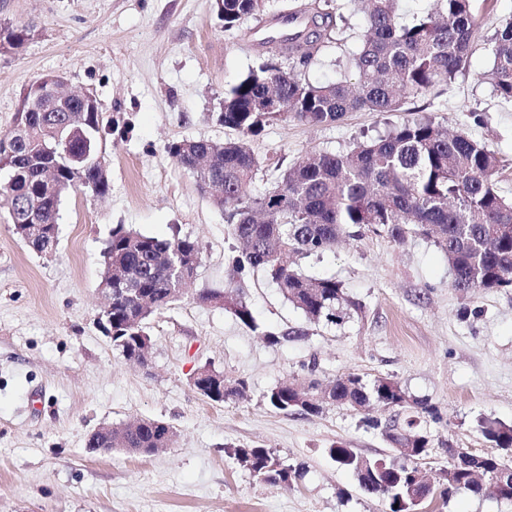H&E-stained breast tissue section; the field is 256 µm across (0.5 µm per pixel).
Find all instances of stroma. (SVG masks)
Instances as JSON below:
<instances>
[{
	"mask_svg": "<svg viewBox=\"0 0 512 512\" xmlns=\"http://www.w3.org/2000/svg\"><path fill=\"white\" fill-rule=\"evenodd\" d=\"M304 2L265 0L228 31L222 0H0V26L28 30L21 50H0V133L14 127L24 90L51 74L65 77L66 91L93 92L112 123L98 140L110 191L65 195L53 254L33 252L0 222V512H385L329 450L343 442L393 459L381 431L388 411H275L265 395L287 380L393 379L433 409L420 427L435 477L447 469L449 449L494 451L480 421L512 425V291L458 293L433 240L411 233L397 243L367 231L301 259L302 272L336 277L361 303L339 329L307 325L261 271L243 278L257 329L199 299L227 283L239 244L168 147L233 137L215 120L225 89L254 65L264 38L288 34L282 17ZM318 3L337 22L334 41L297 73L320 83L353 77L363 16L355 0ZM473 8L478 28L466 71L429 109L497 153L498 188L512 199V102L485 78L488 41L512 17V0H474ZM402 118L353 112L332 125L271 122L251 143L261 162L254 188L264 191L304 154L349 150ZM119 224L187 236L203 251L189 292L143 325L145 368L127 362L98 323L102 251ZM302 325L309 334L300 340L263 336ZM204 367L245 381L246 397L202 396L192 380ZM137 419L171 426L174 444L151 455L89 447L99 427ZM236 446L266 448L303 476L270 484L240 466Z\"/></svg>",
	"mask_w": 512,
	"mask_h": 512,
	"instance_id": "35a3bbf8",
	"label": "stroma"
}]
</instances>
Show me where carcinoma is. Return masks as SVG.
Here are the masks:
<instances>
[{
    "label": "carcinoma",
    "instance_id": "carcinoma-1",
    "mask_svg": "<svg viewBox=\"0 0 512 512\" xmlns=\"http://www.w3.org/2000/svg\"><path fill=\"white\" fill-rule=\"evenodd\" d=\"M400 0H358L364 17L360 46L353 54L354 80L340 78L313 83L297 78L283 67L309 66L330 43L327 34L295 30L261 42L257 61L224 92V111L216 121L237 133L224 142L182 140L169 145L171 157L196 175L199 188L224 212L229 233L242 244L233 258V270H261L277 285L283 298L299 310L308 323L340 327L361 304L333 276L310 277L288 261L330 250L341 237H357L364 229L384 231L394 241L414 233L433 240L448 259L452 288L466 296L512 288V202L500 195L497 177L501 160L486 145L463 132L448 133L432 113L417 106L437 98L456 76L466 70L473 51L477 19L472 0H433L434 7L407 24L398 21ZM264 0H224V30L260 12ZM27 30L0 27V49H19ZM493 66L487 77L497 94L512 102V17L490 40ZM350 112L410 116L388 125L384 134L342 153L304 157L285 169L270 188L253 189L261 162L251 149L270 121H297L329 125ZM101 111L28 112L20 106L15 128L0 135V210L7 213L13 233L39 254L52 252L58 242L59 213L44 190L43 172L51 167L56 185L73 180L96 195L110 190L98 168L83 167L82 157L97 144ZM112 265L104 278L112 279V343L124 358L140 355L145 346L143 323L154 313L178 301L195 278L201 254L190 237L161 239L122 224L112 229L106 243ZM203 302H216L239 321L256 327L247 302L229 286L207 290ZM307 335L291 327L266 332L277 344ZM333 402L356 409L367 402L390 411L412 407L401 386L389 378L368 383L358 374L330 382ZM243 381L224 383L218 401L244 396ZM322 382L284 381L265 398L283 412L317 415L328 401ZM481 432L496 447L512 455V425L486 421ZM176 433L159 432L155 421L144 419L135 427L112 428V445L98 441L91 448L107 454L167 448ZM391 448H415L409 460H369L371 472L360 468L361 455L338 445L329 449L336 464L350 472L359 488L382 499L387 512H418L420 502L408 495L409 474L421 467L428 454L429 438L409 416L393 420L385 432ZM239 464L264 481L288 485L300 477L297 468L282 464L261 447L233 450ZM488 478L502 473L512 477V464L504 454L486 453ZM459 493L474 496L484 491L470 485L463 473L440 491L449 500Z\"/></svg>",
    "mask_w": 512,
    "mask_h": 512
}]
</instances>
